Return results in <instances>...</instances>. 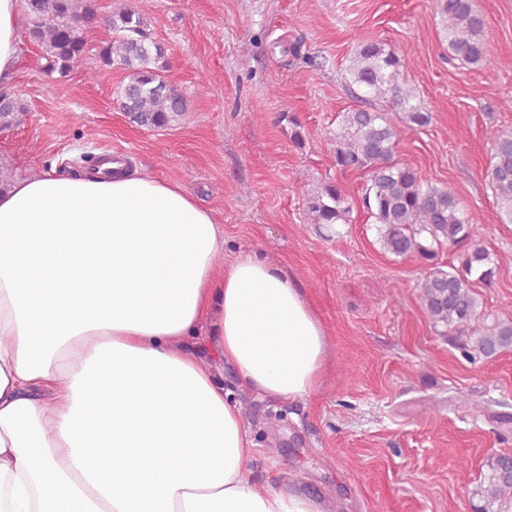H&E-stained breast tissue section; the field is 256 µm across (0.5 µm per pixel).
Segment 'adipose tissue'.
<instances>
[{
    "label": "adipose tissue",
    "instance_id": "1",
    "mask_svg": "<svg viewBox=\"0 0 512 512\" xmlns=\"http://www.w3.org/2000/svg\"><path fill=\"white\" fill-rule=\"evenodd\" d=\"M19 30L18 0H0V85ZM223 255L210 210L118 160L0 192V512H324L247 478L214 373L306 396L326 329L279 266Z\"/></svg>",
    "mask_w": 512,
    "mask_h": 512
}]
</instances>
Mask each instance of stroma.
<instances>
[{"instance_id":"1","label":"stroma","mask_w":512,"mask_h":512,"mask_svg":"<svg viewBox=\"0 0 512 512\" xmlns=\"http://www.w3.org/2000/svg\"><path fill=\"white\" fill-rule=\"evenodd\" d=\"M99 13H139L167 50L165 75L185 94L170 128L131 126L103 66L109 28L86 30L69 73L45 71L20 42L6 92L23 116L0 131L7 182L92 172L101 156L179 183L224 226V261L258 253L293 278L327 329L323 373L285 400L224 387L253 443L246 475L320 498L328 512H478L472 491L491 458L512 453V348L466 355L434 327L419 297L429 266L383 251L364 214L325 226L304 213L325 182L357 195L364 178L333 164L336 117L360 108L346 72L359 41L382 40L405 60L400 84L433 114L400 124L397 160L454 188L498 268L477 286L490 318L512 322V224L500 223L486 179L490 136L512 128V0H475L491 68L451 59L436 0H96ZM300 124L303 144L291 130Z\"/></svg>"}]
</instances>
